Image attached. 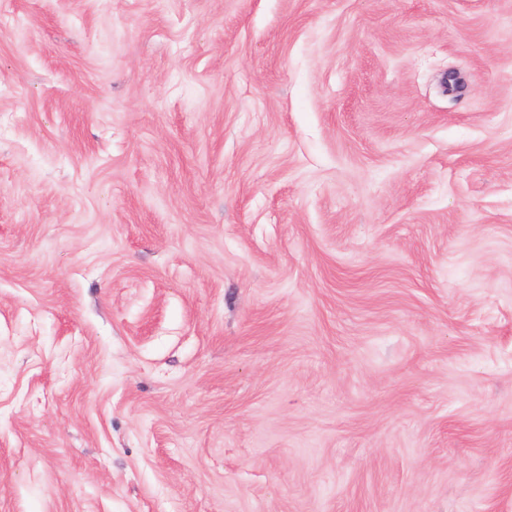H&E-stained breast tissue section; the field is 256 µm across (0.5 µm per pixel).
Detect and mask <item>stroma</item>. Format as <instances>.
<instances>
[{
	"label": "stroma",
	"instance_id": "1",
	"mask_svg": "<svg viewBox=\"0 0 512 512\" xmlns=\"http://www.w3.org/2000/svg\"><path fill=\"white\" fill-rule=\"evenodd\" d=\"M0 512H512V0H0Z\"/></svg>",
	"mask_w": 512,
	"mask_h": 512
}]
</instances>
